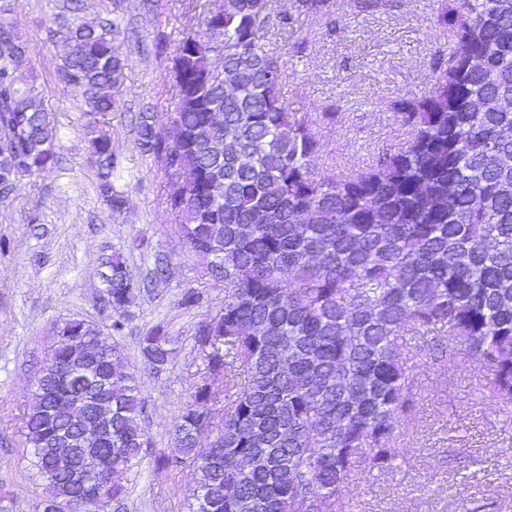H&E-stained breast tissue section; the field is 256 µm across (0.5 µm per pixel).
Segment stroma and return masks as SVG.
Masks as SVG:
<instances>
[{"label":"stroma","mask_w":512,"mask_h":512,"mask_svg":"<svg viewBox=\"0 0 512 512\" xmlns=\"http://www.w3.org/2000/svg\"><path fill=\"white\" fill-rule=\"evenodd\" d=\"M63 0H22L13 16L29 45L26 69L39 75L44 100L56 117L62 162L0 202V486L12 492L0 512H42L43 486L24 441V412L35 377L55 341L54 328L71 319L99 320L104 288L101 259L121 254L132 275L150 279L156 258L168 274L144 291L123 316V327L102 332L138 369L145 402L142 425L149 445L125 476L127 492L105 512H191L199 474L190 466L158 467L204 365L196 331L224 306V282L207 277L188 249L167 204L166 180L153 157L137 147V116L150 108L157 126L173 110L171 56L188 25L221 6L199 0L185 12L178 0H84L79 18L100 22L121 12L119 44L127 60L119 88L120 111L106 130L123 162L112 181L127 198L112 213L97 194L90 165L86 118L79 100L54 68L65 48L49 32ZM400 8L358 13L354 0H328L324 13L301 17L271 36L267 49L300 45L284 69L281 94L298 116L328 114L318 125L324 148L317 171L348 172L371 163L378 148L401 145L407 130L387 108L390 100L424 91L438 49L453 47L436 25L445 0H401ZM200 295L184 303L187 292ZM163 326L171 339L166 370L143 366L140 339ZM432 337L402 336L403 353L417 379V407L405 420L393 469L353 472L336 512H460L461 499L485 512H512V413L482 402V371L460 353L454 367L433 364Z\"/></svg>","instance_id":"obj_1"}]
</instances>
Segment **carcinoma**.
<instances>
[{
	"label": "carcinoma",
	"mask_w": 512,
	"mask_h": 512,
	"mask_svg": "<svg viewBox=\"0 0 512 512\" xmlns=\"http://www.w3.org/2000/svg\"><path fill=\"white\" fill-rule=\"evenodd\" d=\"M17 2L0 0L1 202L59 160L38 75L20 73L29 47L12 22ZM327 2L297 0L293 15L272 0H224V14H205L178 43L169 126L138 115V147L161 164L187 246L226 287L223 311L195 336L224 390L196 385L163 457L200 473L193 512H336L353 471L392 468L397 430L416 408L397 344L410 331L455 337L486 373L482 399L512 412V164L501 162L512 158V109L502 107L512 101V0L441 8L452 51L434 54L430 87L390 103L406 145L342 175L313 169L317 120L288 111L283 54L262 44ZM80 10L82 0H66L52 20L67 46L56 73L83 102L98 192L120 213L126 198L112 172L121 156L99 121L120 107L121 22H79ZM102 266L107 308L127 311L147 283L118 257ZM55 336L24 415L43 512L65 503L101 512L124 496V476L141 459L144 402L98 324L66 321ZM140 345L151 369L168 364L162 327ZM456 358L432 346L435 364ZM97 398L112 404V426L96 445L102 469L88 477L100 493L92 511L59 463L83 456L63 437L73 409ZM206 425L212 438L202 446Z\"/></svg>",
	"instance_id": "carcinoma-1"
}]
</instances>
